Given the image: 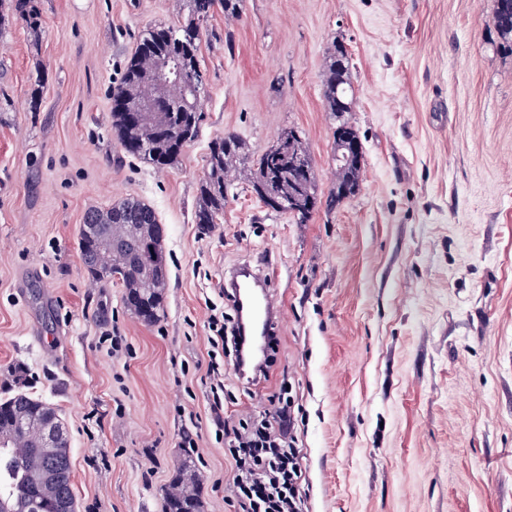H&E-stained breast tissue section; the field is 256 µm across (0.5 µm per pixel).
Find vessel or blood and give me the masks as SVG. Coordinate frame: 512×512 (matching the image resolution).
<instances>
[{
    "instance_id": "b4317fda",
    "label": "vessel or blood",
    "mask_w": 512,
    "mask_h": 512,
    "mask_svg": "<svg viewBox=\"0 0 512 512\" xmlns=\"http://www.w3.org/2000/svg\"><path fill=\"white\" fill-rule=\"evenodd\" d=\"M224 286L234 296L240 333L244 338L239 366L264 364L269 340L276 333L280 318L267 275L260 265L246 262L225 272Z\"/></svg>"
}]
</instances>
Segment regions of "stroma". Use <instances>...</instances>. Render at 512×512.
I'll return each mask as SVG.
<instances>
[{
  "label": "stroma",
  "instance_id": "1",
  "mask_svg": "<svg viewBox=\"0 0 512 512\" xmlns=\"http://www.w3.org/2000/svg\"><path fill=\"white\" fill-rule=\"evenodd\" d=\"M494 0H241L203 31L196 140L165 171L128 157L109 88L142 30L183 0H40L43 25L0 38V399L18 386L68 437L76 512H163L191 457L204 512L234 477L202 379L224 272L250 261L282 317L266 380L232 360L224 419L282 380L308 512H512V54ZM350 56V112H329L325 61ZM46 81L35 89V70ZM38 105H31V98ZM356 131L353 195L332 203L336 129ZM295 130L313 163L305 223L268 210L257 161ZM238 136L214 230L195 222L208 146ZM138 197L165 228L164 313L146 324L116 280L91 282L88 209ZM192 434L196 448L182 446Z\"/></svg>",
  "mask_w": 512,
  "mask_h": 512
}]
</instances>
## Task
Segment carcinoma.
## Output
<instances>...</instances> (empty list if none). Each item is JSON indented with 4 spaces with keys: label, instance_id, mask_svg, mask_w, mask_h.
Instances as JSON below:
<instances>
[{
    "label": "carcinoma",
    "instance_id": "1",
    "mask_svg": "<svg viewBox=\"0 0 512 512\" xmlns=\"http://www.w3.org/2000/svg\"><path fill=\"white\" fill-rule=\"evenodd\" d=\"M218 4L225 14H237L239 0H186L183 22L150 27L140 34L134 54L110 91L112 131L127 156L156 169L170 168L196 138L206 96V73L199 59L202 30ZM14 18L39 30L37 0H0V31ZM493 23L503 46L512 50V0H495ZM324 98L331 112L351 110L349 58L339 45L329 58ZM284 136L289 152L279 157L265 152L253 187L266 206L304 223L315 208L312 160L294 131ZM240 150L241 141L233 134L209 145L195 223L208 227L224 215L226 173ZM336 168L341 182L357 186L358 167L338 160ZM83 223L98 225L94 239L79 242L91 280L118 279L126 288L127 308L145 323L156 322L163 313L168 271L159 264L165 255L164 230L154 208L138 198H124L104 209H89ZM46 409L41 399L23 390L0 402V438L8 444L0 447V512H58L61 496L74 497L69 449L47 457L37 450V433L15 425L17 419ZM49 470L56 481H45ZM165 512H202L201 484L187 460L178 465L165 492Z\"/></svg>",
    "mask_w": 512,
    "mask_h": 512
}]
</instances>
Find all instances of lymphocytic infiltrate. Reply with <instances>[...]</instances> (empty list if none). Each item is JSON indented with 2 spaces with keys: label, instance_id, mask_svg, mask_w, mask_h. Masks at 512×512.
Returning a JSON list of instances; mask_svg holds the SVG:
<instances>
[{
  "label": "lymphocytic infiltrate",
  "instance_id": "1",
  "mask_svg": "<svg viewBox=\"0 0 512 512\" xmlns=\"http://www.w3.org/2000/svg\"><path fill=\"white\" fill-rule=\"evenodd\" d=\"M208 326L211 351L204 383L212 396L210 421L235 471L232 484L224 489L225 500L235 512H305L301 493L305 475L292 433L294 412L287 387L270 395V410L226 424L224 371L217 356L228 346L239 349L237 316L210 315Z\"/></svg>",
  "mask_w": 512,
  "mask_h": 512
}]
</instances>
